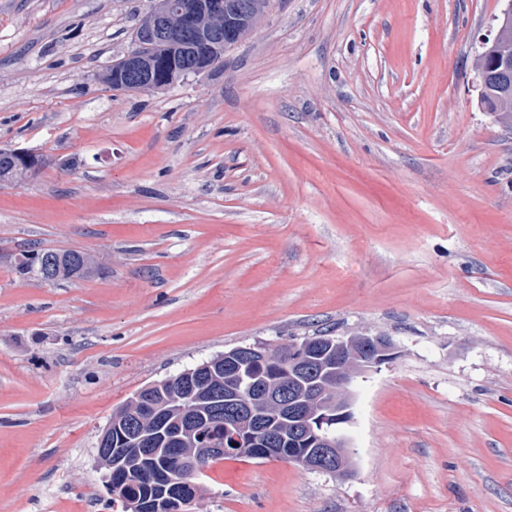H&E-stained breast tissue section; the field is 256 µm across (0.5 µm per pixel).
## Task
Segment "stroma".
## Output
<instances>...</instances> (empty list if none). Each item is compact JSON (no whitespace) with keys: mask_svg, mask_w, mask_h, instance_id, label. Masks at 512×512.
Segmentation results:
<instances>
[{"mask_svg":"<svg viewBox=\"0 0 512 512\" xmlns=\"http://www.w3.org/2000/svg\"><path fill=\"white\" fill-rule=\"evenodd\" d=\"M151 0H0V512H121L113 411L231 348L386 332L348 480L225 458L190 512H512V129L474 52L502 0H270L211 71L115 91ZM96 271L22 277L31 249ZM45 164V160L43 157H39L35 159V163L32 166H28L27 168H23L15 164L12 158L6 154L1 153L0 157V180H21L24 175L20 173L23 169L28 171V175L36 174ZM32 252V251H31ZM21 254L15 265V271L20 276L38 274L41 268L50 273L49 279L44 281L84 279L95 267L94 259L87 253L78 250L46 249L36 253Z\"/></svg>","mask_w":512,"mask_h":512,"instance_id":"stroma-1","label":"stroma"}]
</instances>
